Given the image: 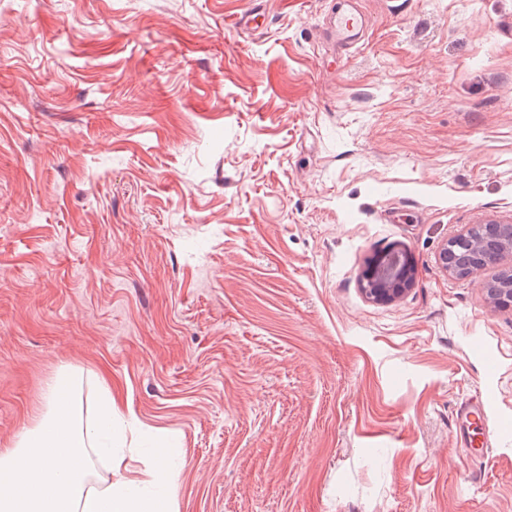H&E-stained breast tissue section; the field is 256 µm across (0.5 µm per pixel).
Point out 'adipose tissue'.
<instances>
[{
    "label": "adipose tissue",
    "mask_w": 512,
    "mask_h": 512,
    "mask_svg": "<svg viewBox=\"0 0 512 512\" xmlns=\"http://www.w3.org/2000/svg\"><path fill=\"white\" fill-rule=\"evenodd\" d=\"M70 371L45 388V408L33 424L0 449V512H177L173 475L155 460L147 482L113 483L98 473L93 456L112 462V424L119 410L104 391L92 423L77 417ZM155 493H146V486Z\"/></svg>",
    "instance_id": "obj_1"
}]
</instances>
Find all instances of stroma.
Segmentation results:
<instances>
[{
    "instance_id": "stroma-1",
    "label": "stroma",
    "mask_w": 512,
    "mask_h": 512,
    "mask_svg": "<svg viewBox=\"0 0 512 512\" xmlns=\"http://www.w3.org/2000/svg\"><path fill=\"white\" fill-rule=\"evenodd\" d=\"M248 2L0 0V448L65 367L178 512H512V253L439 260L512 223V0H360L341 59L336 0ZM331 31L336 35V50L349 52L356 49L364 31V16L353 6L336 8L330 18ZM491 233L486 240H477L472 242L470 250L472 252L471 260L467 264V268L463 269L464 273H459V269L455 267V260L448 259V245H454L466 238L469 231L456 235L448 240V243L442 248L440 260L445 269L452 276L461 277H477L487 265L484 261L483 254L490 248L496 249L500 256L507 250H512V224L488 223ZM475 257V258H474ZM410 275L390 258L377 272L367 276L364 292L376 301H391L401 296L410 285ZM492 398L491 393H486L479 398L462 403L457 411V417L463 424L484 430L488 438L490 430L485 419V410Z\"/></svg>"
}]
</instances>
